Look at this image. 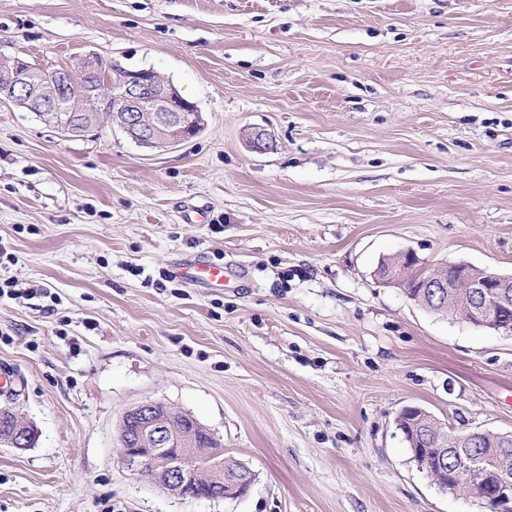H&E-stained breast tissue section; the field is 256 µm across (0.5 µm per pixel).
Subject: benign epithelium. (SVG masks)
Wrapping results in <instances>:
<instances>
[{"instance_id":"7a95c632","label":"benign epithelium","mask_w":512,"mask_h":512,"mask_svg":"<svg viewBox=\"0 0 512 512\" xmlns=\"http://www.w3.org/2000/svg\"><path fill=\"white\" fill-rule=\"evenodd\" d=\"M99 70L89 62L76 79L67 71L56 70L53 78L39 68L14 57H0V103H12L42 119L58 124V112H104L124 134L146 147L162 143L173 146L195 136V126L168 125L161 112H192L196 103L183 97L170 81L151 69L127 70L112 67L98 83L86 82L87 75ZM395 274L379 276L384 284L417 288L413 299L423 297L434 305L451 300L464 312L462 321L503 335H512V321L504 313L512 309V276L486 272L474 278L468 264L448 262L432 266L412 250L400 253ZM182 415L161 401L143 402L125 413L120 426L122 461L131 471L145 475L162 488L175 491L188 500L203 498L204 488L223 484L224 497H239L240 485L227 479L225 461L217 448L199 451L190 447L194 431L176 429L173 420ZM33 426H15L6 444L17 450L32 446ZM512 440V432L491 433L473 429L454 438L452 447L442 448L432 480L445 492L456 495L462 478L470 476L475 496L487 501L493 512H512V474L495 460L497 447Z\"/></svg>"}]
</instances>
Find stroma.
Returning a JSON list of instances; mask_svg holds the SVG:
<instances>
[{
	"mask_svg": "<svg viewBox=\"0 0 512 512\" xmlns=\"http://www.w3.org/2000/svg\"><path fill=\"white\" fill-rule=\"evenodd\" d=\"M0 54L150 68L203 119L147 148L0 104V245L35 291L0 301V408L38 431L0 445V512H488L394 419L512 431V336L374 271L411 249L512 274V0H0ZM195 259L227 284L175 276ZM146 400L195 417L249 492L187 502L128 470Z\"/></svg>",
	"mask_w": 512,
	"mask_h": 512,
	"instance_id": "stroma-1",
	"label": "stroma"
}]
</instances>
